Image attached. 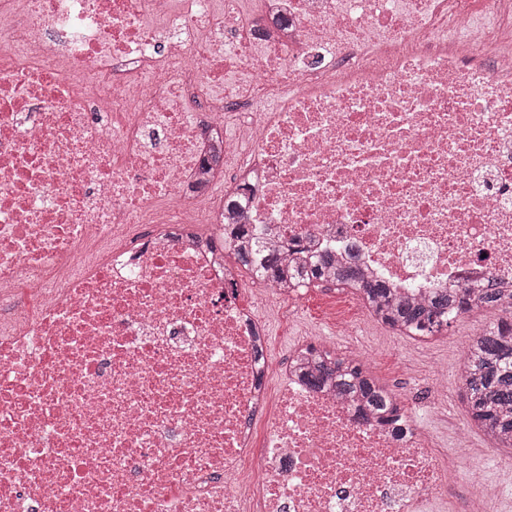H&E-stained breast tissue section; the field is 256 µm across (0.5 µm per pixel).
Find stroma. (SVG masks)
Returning <instances> with one entry per match:
<instances>
[{
	"label": "stroma",
	"mask_w": 512,
	"mask_h": 512,
	"mask_svg": "<svg viewBox=\"0 0 512 512\" xmlns=\"http://www.w3.org/2000/svg\"><path fill=\"white\" fill-rule=\"evenodd\" d=\"M354 312L364 316L356 335H339L334 321ZM501 316V309L480 308L459 317L437 336L420 340L366 315L354 290L319 287L295 301H272L263 320L270 353L279 367L287 366L295 349L321 339L327 349L359 360L398 394L412 419L432 430L438 446L451 448L458 429L471 430L475 447L482 450V474L502 489L500 512H512V467L500 464L512 452L475 426L459 378V365L471 341Z\"/></svg>",
	"instance_id": "35a3bbf8"
}]
</instances>
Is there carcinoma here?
Returning <instances> with one entry per match:
<instances>
[{
  "instance_id": "1",
  "label": "carcinoma",
  "mask_w": 512,
  "mask_h": 512,
  "mask_svg": "<svg viewBox=\"0 0 512 512\" xmlns=\"http://www.w3.org/2000/svg\"><path fill=\"white\" fill-rule=\"evenodd\" d=\"M237 263L254 278L277 288L305 290L328 282L358 291L377 320L412 338H430L458 317L477 308H499L509 316L489 324L471 342L464 357L461 378L471 419L485 435L505 448L512 447V299L489 284L483 288L438 289L429 300L399 301L383 284L364 283L349 269L332 268L335 256L282 274V263L259 241L248 239L243 227L226 231ZM289 367L314 388L331 382L336 389L363 406L397 434H403L411 417L399 397L379 382L362 364L329 350L308 345L297 349Z\"/></svg>"
}]
</instances>
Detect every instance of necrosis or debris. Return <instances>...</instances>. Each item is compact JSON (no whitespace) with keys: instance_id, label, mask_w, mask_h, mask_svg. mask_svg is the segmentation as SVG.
Listing matches in <instances>:
<instances>
[{"instance_id":"1","label":"necrosis or debris","mask_w":512,"mask_h":512,"mask_svg":"<svg viewBox=\"0 0 512 512\" xmlns=\"http://www.w3.org/2000/svg\"><path fill=\"white\" fill-rule=\"evenodd\" d=\"M0 0V512H463L499 487L267 379L224 244L512 291V0Z\"/></svg>"}]
</instances>
